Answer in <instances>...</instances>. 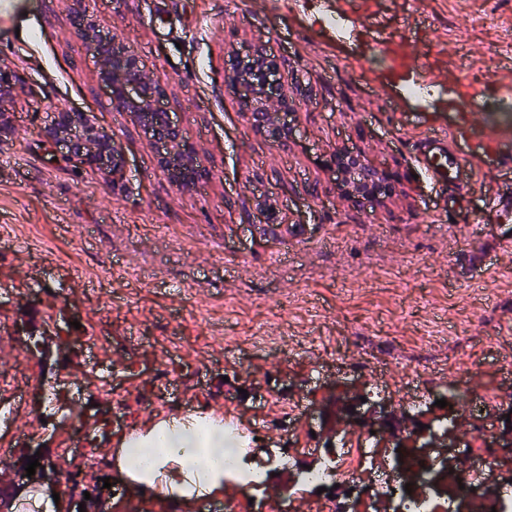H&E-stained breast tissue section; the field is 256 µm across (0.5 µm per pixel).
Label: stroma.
<instances>
[{
	"label": "stroma",
	"mask_w": 512,
	"mask_h": 512,
	"mask_svg": "<svg viewBox=\"0 0 512 512\" xmlns=\"http://www.w3.org/2000/svg\"><path fill=\"white\" fill-rule=\"evenodd\" d=\"M140 54L207 177L178 186L130 113L113 108L71 0H0V63L22 80L0 107V407L18 434L0 512L31 449L59 459L75 431L91 512H184L132 487L102 493V451L171 421L243 416L256 462L285 442L268 400L296 402L323 440H361L339 410L366 382L338 355L379 369L390 397L438 378L457 351L485 387L486 340L512 342V0H86ZM412 41L415 64L394 51ZM255 46L285 59L297 110L280 145L255 132L224 86V61ZM429 92L407 96L405 85ZM499 143L489 163L451 103ZM94 113L120 145L117 175L84 168L42 130L55 107ZM447 136L469 170L434 183L424 138ZM362 153L390 195L354 201L329 160ZM169 400L148 406L149 394ZM43 431L29 434L33 420Z\"/></svg>",
	"instance_id": "1"
}]
</instances>
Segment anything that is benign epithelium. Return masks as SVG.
<instances>
[{"label":"benign epithelium","mask_w":512,"mask_h":512,"mask_svg":"<svg viewBox=\"0 0 512 512\" xmlns=\"http://www.w3.org/2000/svg\"><path fill=\"white\" fill-rule=\"evenodd\" d=\"M76 30L94 50L112 105L132 114L157 144L160 167L181 187H191L206 177L207 170L185 130L163 102V89L147 77L137 52L112 36L82 6L77 9ZM284 69L283 60L257 47L245 55L232 56L224 70L225 86L239 95L241 110L250 125L281 144L292 137L288 116L295 111L294 101L281 81ZM20 81L16 70L0 64L1 105L11 98ZM43 136L61 144L81 166L114 174L121 171V148L97 125L90 112L55 108L54 121L43 129ZM330 162L338 165L354 198H376L392 190L390 175L358 154L340 151Z\"/></svg>","instance_id":"1"}]
</instances>
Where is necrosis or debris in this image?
<instances>
[{"instance_id": "4bbe7bcc", "label": "necrosis or debris", "mask_w": 512, "mask_h": 512, "mask_svg": "<svg viewBox=\"0 0 512 512\" xmlns=\"http://www.w3.org/2000/svg\"><path fill=\"white\" fill-rule=\"evenodd\" d=\"M441 399L446 402L442 408L437 405ZM473 401L482 413L477 426L461 436L470 466L468 471L456 474L455 482L481 499L495 485L505 463L497 442L500 437H512V424L506 421L507 414L512 413L511 392L491 383L482 393H475L465 387L461 373L452 371L442 386L416 394L412 406L392 410L376 390L368 393L364 402L351 404L349 415L355 420L368 406L384 408L387 422L401 424L399 432L407 443L401 456L404 467L429 474L433 464L421 446L424 431L448 429L454 423L456 409ZM275 421L284 431L296 434L303 447L280 449L259 469L251 463L250 449L241 447L232 422H225L224 436L235 447L233 458L224 462L225 512H293L300 500L307 501L313 512H374L377 499L393 502L395 512H448L451 499L438 483H429L421 497L407 494L389 480L366 483L364 477L371 473L380 454L368 440L342 441L333 448L322 444L312 436L311 425L295 403L276 409ZM284 467L298 471V478L289 482L281 497L264 498V488L273 472Z\"/></svg>"}]
</instances>
